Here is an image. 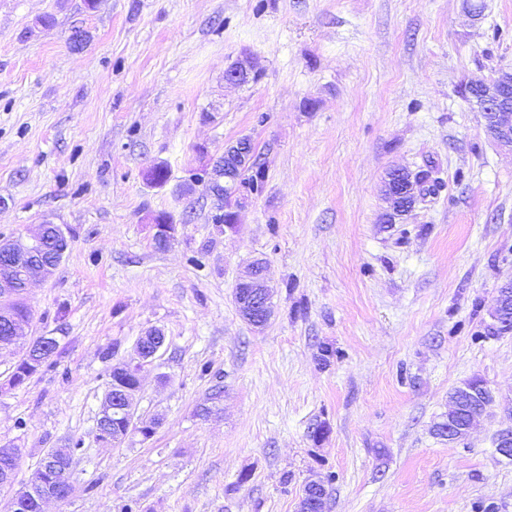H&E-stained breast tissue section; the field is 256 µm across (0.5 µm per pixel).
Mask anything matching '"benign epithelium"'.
Listing matches in <instances>:
<instances>
[{"instance_id":"1","label":"benign epithelium","mask_w":512,"mask_h":512,"mask_svg":"<svg viewBox=\"0 0 512 512\" xmlns=\"http://www.w3.org/2000/svg\"><path fill=\"white\" fill-rule=\"evenodd\" d=\"M255 74L254 66L243 62V67L230 66L224 73V80L230 84L240 85L243 80ZM464 91L478 97L483 118L484 129L488 137L500 146L512 151V106L506 100L512 92V71H502L487 82L469 83ZM253 150L247 144L238 140L224 147V156L219 163L213 165L208 171L207 179L211 193L217 188L223 189V196L230 201L237 202L243 197V191L236 188L240 168L253 167ZM51 224H43L39 231L28 239L21 237L8 244L0 243V270L7 268L13 270L22 268V288L26 289L32 283L50 275L55 269L52 261L43 264H25V260L37 255L39 250L45 249ZM238 287L248 288L250 292L242 294L238 307L242 316L253 326H264L271 316V288L267 285L265 266L257 261L249 268L246 276L238 282ZM16 296L11 283L0 276V322L10 328L14 337L24 341L21 357L29 362H40L52 357L54 350L47 346V336L31 335V323L19 322L13 316L11 308L5 301ZM512 297V281L506 283L499 290L495 305L489 312V326L494 329H505L509 298ZM166 343V336L161 330L151 329L139 337L134 347V353L128 362L135 379H140V370L143 364L152 362L161 357ZM486 397L485 389L480 387L464 386L459 395L450 399L448 411V441L458 443L466 438L477 417L473 416L462 425H457L458 412L461 403L468 399L474 401ZM134 414L133 393L127 390L112 389V395L102 400L97 421H105L110 417ZM18 462V449L12 446L0 447V487H6L14 481V471ZM42 467L49 472L48 481L39 483L38 492L32 495L38 509H45L51 501L61 502L70 497L72 486L67 482L65 474L71 464L57 460L52 456L43 459Z\"/></svg>"}]
</instances>
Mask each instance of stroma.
Here are the masks:
<instances>
[{"label":"stroma","instance_id":"1","mask_svg":"<svg viewBox=\"0 0 512 512\" xmlns=\"http://www.w3.org/2000/svg\"><path fill=\"white\" fill-rule=\"evenodd\" d=\"M481 2L0 0V239L49 222L70 240L22 296L56 365L15 387L0 352V445L21 454L0 512L75 440L48 512H298L314 476L323 512H512V333L481 337L512 280V151L462 91L512 70V0ZM246 57L257 80L225 82ZM245 136L264 190L228 228L204 174ZM427 167L436 194L382 223L387 172ZM257 259L260 329L234 300ZM154 327L135 403L159 424L102 445L103 352L128 360ZM473 378L486 415L436 438Z\"/></svg>","mask_w":512,"mask_h":512}]
</instances>
